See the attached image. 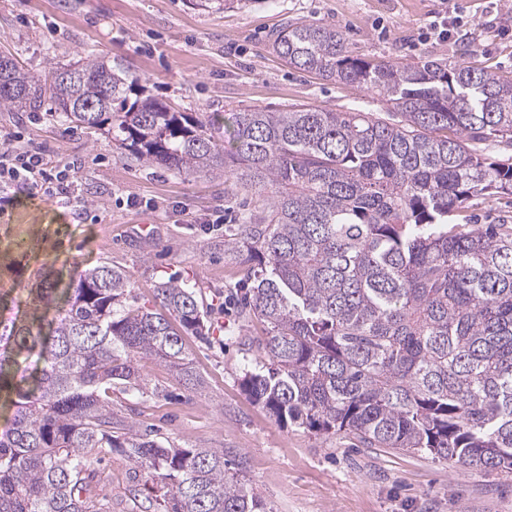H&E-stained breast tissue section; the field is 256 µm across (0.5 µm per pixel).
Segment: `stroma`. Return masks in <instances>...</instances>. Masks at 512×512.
Wrapping results in <instances>:
<instances>
[{"mask_svg":"<svg viewBox=\"0 0 512 512\" xmlns=\"http://www.w3.org/2000/svg\"><path fill=\"white\" fill-rule=\"evenodd\" d=\"M464 40L429 32L443 5ZM302 18L336 26L353 55L410 63L445 58L512 80V0H245L203 10L188 0H0V50L33 74L96 48L122 64L176 110L228 135L231 113L284 111L306 104L384 115L362 88L291 68L269 35ZM20 129L58 167L73 166L79 193L99 223H77L51 201L22 199L0 217V322L25 320L31 288L108 263L131 273L137 306L153 309L154 286L175 277L202 285L207 339L186 336L201 387L187 389L168 367L145 362L151 395L112 390V411L142 433L189 448H235L269 512H512V473L463 471L423 452L364 448L340 432L285 427L244 392L260 356L262 322L242 318L224 263V229L264 196L236 189L231 176L178 175L128 161L118 142L57 122L48 113L0 112V130ZM221 225H213L216 216ZM118 512H139L133 472L120 452L93 462Z\"/></svg>","mask_w":512,"mask_h":512,"instance_id":"35a3bbf8","label":"stroma"}]
</instances>
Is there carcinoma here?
Returning a JSON list of instances; mask_svg holds the SVG:
<instances>
[{
	"label": "carcinoma",
	"instance_id": "cac0c4a2",
	"mask_svg": "<svg viewBox=\"0 0 512 512\" xmlns=\"http://www.w3.org/2000/svg\"><path fill=\"white\" fill-rule=\"evenodd\" d=\"M269 43L289 66L356 84L395 111L303 105L235 113L230 147L206 124L147 94L91 49L46 80L0 53V110L48 112L100 131L126 158L177 174L229 172L267 195L224 237L248 314L265 324L263 360L242 386L279 423L345 432L369 448L424 452L458 469L512 472V216L468 221L512 195V163L473 144H512V81L433 58L352 55L336 27L291 22ZM131 274L99 264L31 292L30 320L0 332V512H112L89 459L119 448L149 485L146 512H268L230 448L139 434L112 413V387L147 393L141 363L198 381L183 336L203 335L196 286L155 285L135 305ZM36 355L20 382L12 367ZM512 211V195L491 198L472 211L470 224H494L503 211Z\"/></svg>",
	"mask_w": 512,
	"mask_h": 512
}]
</instances>
